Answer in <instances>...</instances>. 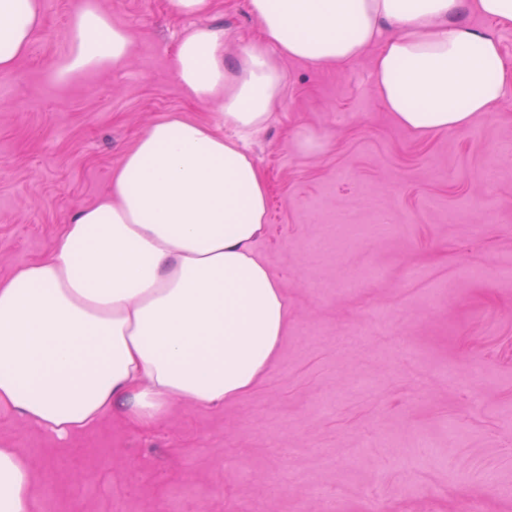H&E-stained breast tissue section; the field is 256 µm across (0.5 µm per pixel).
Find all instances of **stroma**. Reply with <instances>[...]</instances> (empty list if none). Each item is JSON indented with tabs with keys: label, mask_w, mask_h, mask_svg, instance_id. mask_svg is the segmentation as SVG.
I'll return each mask as SVG.
<instances>
[{
	"label": "stroma",
	"mask_w": 512,
	"mask_h": 512,
	"mask_svg": "<svg viewBox=\"0 0 512 512\" xmlns=\"http://www.w3.org/2000/svg\"><path fill=\"white\" fill-rule=\"evenodd\" d=\"M82 2L41 0L0 74L1 278L107 191L151 122H213L175 76L188 29L223 27L230 51L259 34L247 0L201 16L96 0L130 54L62 83ZM372 59L284 60L246 144L269 185L258 250L288 303L269 370L148 429L108 416L60 439L0 411V443L35 466L36 512H512V86L472 126L421 136L375 95Z\"/></svg>",
	"instance_id": "35a3bbf8"
}]
</instances>
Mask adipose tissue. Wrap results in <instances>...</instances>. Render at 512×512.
I'll list each match as a JSON object with an SVG mask.
<instances>
[{
  "mask_svg": "<svg viewBox=\"0 0 512 512\" xmlns=\"http://www.w3.org/2000/svg\"><path fill=\"white\" fill-rule=\"evenodd\" d=\"M261 38L224 54V30L183 35L175 73L216 124L152 123L46 255L0 278V411L66 438L105 416L148 427L173 401L218 407L264 376L288 324L260 260L268 190L242 139L284 90L283 59L340 67L376 47V96L419 135L470 126L508 85L497 38L512 0H248ZM42 23L40 0H0V73ZM60 80L129 54L126 29L85 0ZM232 123L237 139L224 136ZM34 468L0 448V512H32Z\"/></svg>",
  "mask_w": 512,
  "mask_h": 512,
  "instance_id": "adipose-tissue-1",
  "label": "adipose tissue"
}]
</instances>
